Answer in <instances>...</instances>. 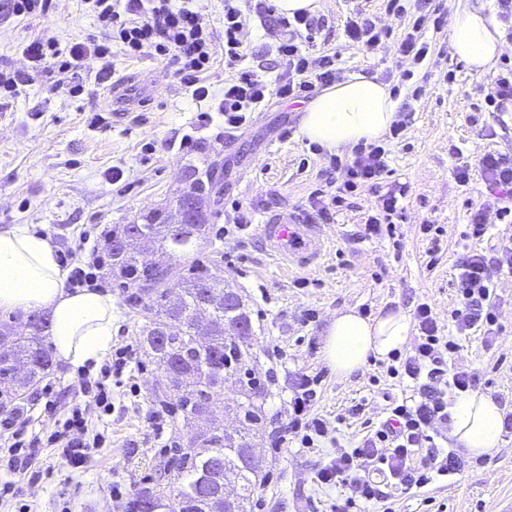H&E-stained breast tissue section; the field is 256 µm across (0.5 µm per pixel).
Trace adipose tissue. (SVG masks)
I'll use <instances>...</instances> for the list:
<instances>
[{"label":"adipose tissue","mask_w":512,"mask_h":512,"mask_svg":"<svg viewBox=\"0 0 512 512\" xmlns=\"http://www.w3.org/2000/svg\"><path fill=\"white\" fill-rule=\"evenodd\" d=\"M450 48L475 72L493 66L502 52L503 29L478 9L448 17ZM396 116L383 83L355 76L324 88L304 109L301 131L328 149L377 140ZM68 268L57 259L48 235L16 224L0 230V312L50 315L55 357L71 370L98 365L112 351V296L96 288L70 289ZM411 324L403 310L367 319L355 310L337 313L323 354L338 377L364 369L405 346ZM450 435L471 456H489L502 446L504 410L491 395L467 393L449 409Z\"/></svg>","instance_id":"obj_1"}]
</instances>
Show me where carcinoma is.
Returning <instances> with one entry per match:
<instances>
[{"instance_id": "cac0c4a2", "label": "carcinoma", "mask_w": 512, "mask_h": 512, "mask_svg": "<svg viewBox=\"0 0 512 512\" xmlns=\"http://www.w3.org/2000/svg\"><path fill=\"white\" fill-rule=\"evenodd\" d=\"M208 184L195 179L189 195L200 208L188 214L179 229L169 224L167 209L141 216L139 228L167 252L175 263L161 271L134 251L111 257L112 269L137 285L135 299L151 315L142 327V343L160 370L161 380L177 396L184 416L203 423L194 438L196 448L176 459L180 485L166 489L161 483L139 488L129 512H224V486L233 484L240 493L232 499L235 512H247L258 484L260 464L252 456V437L246 427L224 432L216 423L214 408L224 402V373L238 370L252 320L241 296L224 287L205 265L193 267L175 299L163 289L176 275L177 262L197 250L206 234L211 212L205 204V187L215 188L219 174L207 173ZM243 323L245 336L226 334L225 325ZM49 319L39 316L36 332H14L0 323V385L14 392L28 388L50 366V356L40 341Z\"/></svg>"}]
</instances>
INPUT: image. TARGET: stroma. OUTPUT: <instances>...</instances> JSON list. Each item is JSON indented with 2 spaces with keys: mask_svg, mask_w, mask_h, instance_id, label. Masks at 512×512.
<instances>
[{
  "mask_svg": "<svg viewBox=\"0 0 512 512\" xmlns=\"http://www.w3.org/2000/svg\"><path fill=\"white\" fill-rule=\"evenodd\" d=\"M320 4L325 23L315 49L336 55L345 77L361 75L394 89L392 99L407 128L388 146L389 165L392 181L406 185L409 197L395 236L364 240L359 236L364 218L388 186L366 188L337 211L333 223L323 225V251L303 268L285 266L271 255L257 226L264 215L292 212L324 187L330 153L312 149L301 135L302 107L275 99L243 129L225 130L217 112L224 96L223 57L215 59L204 100L192 99L173 80L166 60L119 53L106 63L124 91L142 99L137 111H126L95 83L92 74L104 62L94 57L85 62L80 97L54 90L41 78L16 97L0 100V228L29 225L48 235L61 253L74 248L79 234L98 237L104 227L131 223L175 201L189 185V171L222 169L221 196L208 205L213 217L195 259L234 288L251 312L248 360L254 375L261 379L269 370L276 375L275 384L257 388L233 375L224 388L228 405L217 410L221 426L232 433L244 424L240 402L261 409L252 440L260 483L251 512H326L336 490L316 484L315 471L337 447L361 445L368 429L385 419L389 399L412 393L387 375L381 360H370L350 377H336L322 348L337 313L352 309L373 317L398 308L409 313L425 301L444 334L457 336L451 318L456 252L464 242L470 204L488 194L476 167L488 152L512 156V112H493L484 103L502 63L475 73L452 54L448 31L428 25L423 36L432 52L413 68L394 47L413 12L389 14L387 0ZM356 11L388 28L385 48L367 54L348 40L346 20ZM42 33L67 43L102 31L81 0H51L47 14L23 19L11 14L8 0H0V69L25 70L20 45ZM408 68L413 78L401 81ZM460 165L473 169L468 184L454 177ZM237 202L247 206L253 226L232 246L224 229L234 221ZM425 220L441 227L438 240L420 232ZM494 282L501 331L488 338L458 336L460 348L448 361L478 372L486 393L512 410V274L495 275ZM105 289L117 308L113 347L139 345L147 311L130 301L120 282L110 281ZM302 372L322 379L314 412L328 421L332 439L317 448L293 442L277 452L269 435L287 424L292 380ZM163 403L173 406L177 400L161 384L151 356L141 354L122 383L113 385L111 413H88L95 431L107 439L105 448L77 469L63 463L58 449H43L40 477L24 499L27 512H61L66 506L71 512H127L135 489L158 479L177 485L178 472L166 465L189 447L199 425L178 414L171 429L156 434L149 416ZM358 403L361 414L346 416ZM463 463L457 475L398 496L396 512H512V434L504 435L497 454L467 456ZM115 487L121 498H112Z\"/></svg>",
  "mask_w": 512,
  "mask_h": 512,
  "instance_id": "obj_1",
  "label": "stroma"
}]
</instances>
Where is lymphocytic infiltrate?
<instances>
[{"label": "lymphocytic infiltrate", "instance_id": "obj_1", "mask_svg": "<svg viewBox=\"0 0 512 512\" xmlns=\"http://www.w3.org/2000/svg\"><path fill=\"white\" fill-rule=\"evenodd\" d=\"M86 8L107 29L105 42L93 40L61 45L54 37L38 35L26 40L22 54L34 76L49 78L54 87L66 89L74 97L83 92L77 78L86 57L100 59L119 52L130 58L159 56L173 60L174 79L193 98L205 99L210 87L205 79L216 52H223L224 67L229 75L224 80V97L219 109L224 126L240 128L252 113L262 111L271 98L295 103L311 99L320 88L342 79L336 56L312 52L314 33L322 27L323 16L299 12L293 18L279 17L267 0H256L252 9H243L241 0H224V29L214 30L200 13L194 0H83ZM416 16L411 26L397 41V52L410 64H421L430 52L421 31L426 23L441 27L440 6L435 0H415ZM261 26L275 24L280 32L274 46L280 68L275 80H267L261 69H242L248 55L242 33L251 21ZM335 169L345 174L330 202L307 213L313 224H328L333 212L345 204L349 195L374 186L391 175L386 144L373 142L358 145L351 158L334 159ZM489 197L470 210L467 238L480 239L487 233L489 216L503 221L512 218V157L497 152L485 153L478 163ZM407 187H399L379 196L364 226L363 237L394 234L396 219L402 218L403 198ZM104 242H89L80 236L65 260L74 262L69 285L78 288L105 279ZM457 306L452 313L458 335L475 332L490 334L499 328V304L494 290L492 271L512 272V241L499 244L492 253L468 248L455 262ZM417 330L415 342L405 354L394 355L388 372L395 378H406L417 386V400L394 402L386 421L359 448L342 451L322 465L316 478L320 483L345 489L344 498L331 504L330 512H362L363 508L382 504V512H394L387 504L386 487L401 492L422 488L434 476L458 473L462 461L454 453L432 455L421 461L420 455L433 436L448 428V394L452 391H476L481 387L478 373L452 370L449 355L459 344L455 337L443 335L429 303L421 302L413 310ZM136 357L133 347L117 350L98 376L79 372L77 383L85 399L84 405L61 412L52 384H45L27 398L25 404L0 405V499H22L26 480L34 476L39 453L44 448L61 449L65 460L78 467L93 450L104 447L100 433L91 432L86 418L87 408L109 414L112 410L111 380L121 377L127 364ZM320 379L298 376L289 405L288 426L273 435L271 445L285 447L289 436L301 438L303 447H314L328 434L324 419L314 414L319 400ZM41 408L54 422L46 436L30 428V413Z\"/></svg>", "mask_w": 512, "mask_h": 512}]
</instances>
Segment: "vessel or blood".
<instances>
[{
    "label": "vessel or blood",
    "instance_id": "1",
    "mask_svg": "<svg viewBox=\"0 0 512 512\" xmlns=\"http://www.w3.org/2000/svg\"><path fill=\"white\" fill-rule=\"evenodd\" d=\"M259 232L268 251L283 263L304 266L316 257L319 227L308 223L301 214L267 217L260 224Z\"/></svg>",
    "mask_w": 512,
    "mask_h": 512
}]
</instances>
